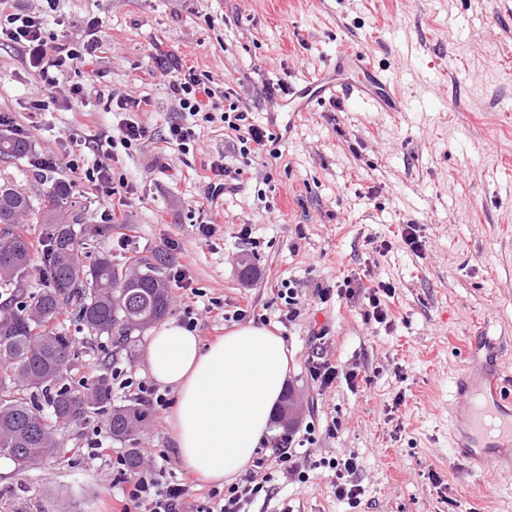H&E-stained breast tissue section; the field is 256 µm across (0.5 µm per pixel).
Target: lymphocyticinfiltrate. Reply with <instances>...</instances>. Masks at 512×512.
Segmentation results:
<instances>
[{
	"instance_id": "1",
	"label": "lymphocytic infiltrate",
	"mask_w": 512,
	"mask_h": 512,
	"mask_svg": "<svg viewBox=\"0 0 512 512\" xmlns=\"http://www.w3.org/2000/svg\"><path fill=\"white\" fill-rule=\"evenodd\" d=\"M102 24V19L97 17L87 20L90 36L84 48L79 50L48 29L43 17L14 12L13 0H0V43L8 42L22 47L29 67L48 90L56 88L64 73L76 66L83 56L105 51L106 45L97 35ZM160 74L182 113L181 119L172 121L167 131L159 137L162 150H188L197 136L191 122L192 117L197 115L203 116L208 122L221 120L225 129L235 132L243 152L261 153L268 143L273 142L272 133L249 122L248 111L240 106L234 92L224 91L220 94L224 97L223 103H215L214 98L219 94L212 88L207 74L181 66L162 68ZM146 104L143 98L116 100V108L127 114L119 128V139L102 134L84 138L73 134L69 137L74 151L89 149L96 154L97 159L92 166L85 168L75 163L71 171L75 178L92 183L102 203H109L116 196L124 198L137 192L135 186L115 178L110 159L114 155L115 144L128 148L147 137V128L132 117L133 112L142 110ZM210 170L212 178L204 193V200L197 208L196 218L199 233L207 238L212 237L216 230L212 212L219 198L237 190L239 176L238 171L220 160L211 162ZM338 288L348 298L362 294L367 301V317L380 324L387 322L389 314L385 300L394 295L393 286L384 282L366 286L360 276L353 275L344 278ZM145 460V465L126 481L121 512H246L252 498L273 491L271 476L263 463L259 462L246 471L240 482L224 490L211 489L207 502L198 504L189 494L188 483L166 480L165 473L170 464L168 455L149 452ZM326 465L332 473L337 499L346 504L350 512H356L362 494L354 479L358 470L356 456L333 457L327 460Z\"/></svg>"
}]
</instances>
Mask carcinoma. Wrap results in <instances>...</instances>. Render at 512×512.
<instances>
[{"instance_id": "cac0c4a2", "label": "carcinoma", "mask_w": 512, "mask_h": 512, "mask_svg": "<svg viewBox=\"0 0 512 512\" xmlns=\"http://www.w3.org/2000/svg\"><path fill=\"white\" fill-rule=\"evenodd\" d=\"M29 153V144L0 130V159ZM45 225L41 265H34V244L17 229L18 217ZM69 186L55 181L34 198L14 178L0 176V456L10 455L31 468L44 454L60 452L56 432L88 417L93 405L111 401L109 378L75 391L61 384L75 358L73 338L59 317L75 308L81 331L104 337L115 347L128 343L127 332L141 331L162 319L170 305L169 282L151 264L128 272L97 254L85 267L78 261L84 242L76 230ZM46 275L37 292L25 291L32 271ZM112 439H126L146 419L143 405L130 402L107 411Z\"/></svg>"}]
</instances>
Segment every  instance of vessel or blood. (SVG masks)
<instances>
[{"label":"vessel or blood","mask_w":512,"mask_h":512,"mask_svg":"<svg viewBox=\"0 0 512 512\" xmlns=\"http://www.w3.org/2000/svg\"><path fill=\"white\" fill-rule=\"evenodd\" d=\"M342 95L369 97L383 112L403 109L399 95L365 57L348 51L338 53L330 68L292 90L289 102L293 111L301 112L311 99ZM476 366V361L466 362L454 382L453 416L459 434L454 453L473 473L493 461L512 464V377L481 374Z\"/></svg>","instance_id":"b4317fda"}]
</instances>
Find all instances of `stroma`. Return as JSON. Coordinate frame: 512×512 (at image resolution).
Segmentation results:
<instances>
[{
    "label": "stroma",
    "instance_id": "obj_1",
    "mask_svg": "<svg viewBox=\"0 0 512 512\" xmlns=\"http://www.w3.org/2000/svg\"><path fill=\"white\" fill-rule=\"evenodd\" d=\"M47 21L62 18L68 42L86 39L88 18L103 21L110 48L78 65L63 88L46 91L17 46L0 44V116L11 133L33 145L21 159L0 160L30 194L45 179L38 158L55 159L54 179L71 186L77 227L88 246L82 263L109 253L120 266L145 259L171 277L189 263L192 291L170 289L168 319L210 299L241 311V323L275 328L288 347L287 387L301 402L296 434L312 432L306 450L317 468L306 482L283 478L270 464L274 493L257 496L249 512H345L320 459L356 454L364 490L360 512H512V468L469 475L448 451L453 380L476 352L478 339L502 341L486 365L512 376V0H18ZM172 61L231 87L253 123L277 136L272 152L247 155L222 122H201L189 151L158 156L155 139L178 115L163 83L151 78L155 42ZM367 61L406 100L401 112L371 101L338 97L287 112L262 85L297 87L321 71L340 43ZM84 84V101L67 87ZM149 96L138 113L150 139L116 148L115 176L142 190L100 205L92 184L75 179L65 138L117 131L121 113L104 111L108 95ZM44 99V111L31 109ZM239 171V190L225 196L218 229L202 240L188 212L204 197L211 161ZM171 174L157 175V165ZM250 240H242V225ZM418 225L425 241L413 252L403 225ZM390 241L381 255L373 239ZM177 249H170L169 241ZM253 265L241 274V259ZM359 274L364 285L395 287L387 299L392 322L364 316L365 300L339 296L335 285ZM293 282L302 314L278 320L274 288ZM77 336L66 381L76 390L101 374L112 378V405L133 399L129 381L151 382L150 331L133 333L126 348L81 335L73 313L62 317ZM358 372L320 391L309 372L315 355ZM148 408L126 440L104 437L113 454L152 448L173 456L167 416L175 401ZM97 414L57 434L60 454L24 473L0 458V512H117L122 479L111 457L87 448ZM335 425V436L326 428ZM436 472L439 483L428 479Z\"/></svg>",
    "mask_w": 512,
    "mask_h": 512
}]
</instances>
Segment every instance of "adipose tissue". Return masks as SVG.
<instances>
[{
    "instance_id": "ef3b65f1",
    "label": "adipose tissue",
    "mask_w": 512,
    "mask_h": 512,
    "mask_svg": "<svg viewBox=\"0 0 512 512\" xmlns=\"http://www.w3.org/2000/svg\"><path fill=\"white\" fill-rule=\"evenodd\" d=\"M149 372L176 395L168 421L188 472L221 483L252 461L289 374L284 339L270 327L226 330L210 345L174 321L152 332Z\"/></svg>"
}]
</instances>
